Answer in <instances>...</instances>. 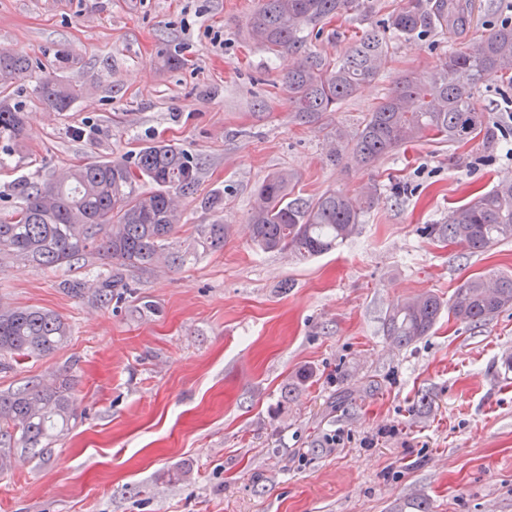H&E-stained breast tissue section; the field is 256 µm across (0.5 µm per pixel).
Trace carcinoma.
<instances>
[{
	"mask_svg": "<svg viewBox=\"0 0 512 512\" xmlns=\"http://www.w3.org/2000/svg\"><path fill=\"white\" fill-rule=\"evenodd\" d=\"M367 10L366 0H259L246 32L268 53L288 56L284 83L298 120L310 123L321 112L339 109L362 85L375 81L392 40H409L431 29L462 30L469 17L461 0H430L426 7L422 0H405L382 28L355 33L342 57L333 59L309 48V36L320 35L325 21ZM33 70L30 60L0 50L1 150L14 148L24 136L25 113L12 102L11 88ZM492 80L501 82V95L512 91L509 23L449 51L423 75L397 77L360 126L336 129L330 156L373 165L425 139L460 143L482 133L490 144L493 132L474 98ZM34 92L45 106L66 112L80 89L54 70L43 72ZM200 173L193 156L171 144L152 143L131 163L92 161L56 180L23 179L15 187L19 205L9 218L0 219V258L46 268L71 267L89 256L107 260L111 272L99 281L94 297L108 306L130 291L127 269L149 271L161 263L182 266L197 257L199 247H224L229 227L219 221L197 225L193 248L183 249L173 240L181 218L177 198L197 192ZM142 179L154 190L139 191ZM294 179L290 172H278L260 184L248 222L254 247L306 258L326 253L355 234L371 200L329 190L309 201L293 196ZM431 233L472 254L512 238V181L453 208L444 223L431 225ZM511 306L512 277L477 276L446 302L431 293L401 300L387 316L386 335L406 346L427 335L445 308L467 323L480 324ZM69 335L67 323L52 311L0 310V368L7 356H51ZM73 387V378L64 371L50 382L0 392V472L11 468L19 455L52 447L73 428Z\"/></svg>",
	"mask_w": 512,
	"mask_h": 512,
	"instance_id": "cac0c4a2",
	"label": "carcinoma"
}]
</instances>
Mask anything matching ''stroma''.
I'll return each instance as SVG.
<instances>
[{
    "label": "stroma",
    "mask_w": 512,
    "mask_h": 512,
    "mask_svg": "<svg viewBox=\"0 0 512 512\" xmlns=\"http://www.w3.org/2000/svg\"><path fill=\"white\" fill-rule=\"evenodd\" d=\"M404 0H371L311 39L343 55ZM258 0H0V49L53 66L78 63L69 111L39 102L25 78L14 99L25 136L0 153V217L14 185L48 181L92 160H134L154 142L202 161L175 238L221 220L223 249L180 268L130 270L119 306L74 297L109 267L0 264V310L44 308L71 329L51 357L0 370V390L68 370L78 422L50 451L0 472V512H512V307L482 326L440 315L396 347L397 302L448 299L467 278L512 275V238L481 255L427 235L451 208L512 181V105L495 84L475 100L497 139L422 141L360 168L328 155L336 128H356L393 80L422 74L449 48L512 22V0H469L460 33L394 42L377 80L339 110L301 123L276 58L245 37ZM294 173L295 192L376 193L356 233L307 259L262 252L246 224L263 178ZM224 209L201 206L212 191ZM335 446H327L328 437Z\"/></svg>",
    "instance_id": "1"
}]
</instances>
